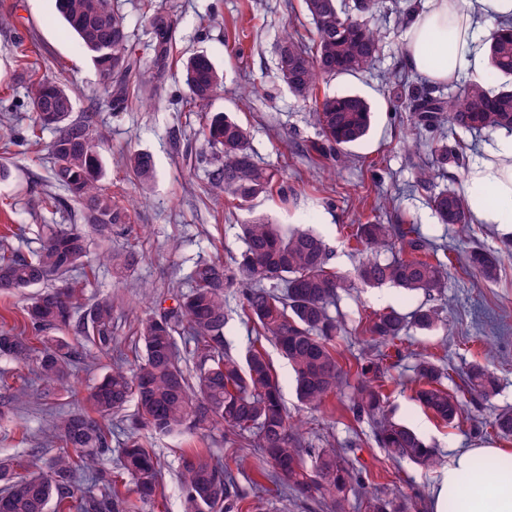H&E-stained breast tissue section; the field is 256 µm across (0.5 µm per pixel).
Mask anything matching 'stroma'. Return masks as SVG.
Instances as JSON below:
<instances>
[{
	"label": "stroma",
	"instance_id": "stroma-1",
	"mask_svg": "<svg viewBox=\"0 0 512 512\" xmlns=\"http://www.w3.org/2000/svg\"><path fill=\"white\" fill-rule=\"evenodd\" d=\"M112 5L124 14L130 41L146 59L152 55L146 15L159 11L176 21L163 84L137 81L132 86V104L121 112L109 105L96 69L60 17L56 0H0V17L10 18L9 25L0 24V146L6 136L28 132L27 101L34 75L63 76L75 114L97 111L106 134L100 145L106 183L130 210L133 221L113 226L110 237H93L91 252L133 250L140 262L121 276L106 263H97L84 298L89 304L111 298L113 346L126 364H135L142 355L137 344L138 318L154 302L172 300L185 291L198 260L227 262L236 257L243 248L240 224L258 215L287 228L304 226L320 233L331 265L349 276L363 258L349 237L351 228L370 221L420 225L432 243L461 253L474 246L500 250L501 238L494 226L447 227L438 224L428 205L430 194L447 185L449 176L464 178L466 164L483 156L492 135L449 131V140L465 146L464 167L452 172L433 168L429 189L417 186V166L431 165L432 158L406 147L411 134L408 115L391 106L387 82L396 76L409 89L426 83L404 62L405 17L391 12L377 16L381 49L372 70L356 77L341 76L326 85L330 92L362 95L374 111L368 136L349 147L345 162L337 163L312 150L318 131L311 106L298 101L275 76L276 44L283 27L295 25L305 36L313 30L301 0H112ZM19 41L28 55L24 64L15 58L14 45ZM194 53L214 62L223 84L208 102L193 109L182 62ZM209 112L227 113L247 127L255 160L275 170L282 192L231 209L208 191V174L216 162L203 135ZM53 137V130L47 129L41 132L38 146L0 149V164L10 171L8 178L0 180V234L13 230L10 244L25 255L38 250L49 232L83 222L75 204L59 210L43 204L45 194L58 191L51 179L48 150ZM140 152L151 155L155 167L154 179L146 186L122 163L124 155ZM381 198L391 202L383 213L375 209ZM421 301V296L391 286L358 287L342 295L336 311L345 315L347 331L336 346L343 369L355 373L363 352L366 336L359 319L389 308L407 314ZM437 306L443 321L434 330L411 331L403 341L383 348L390 367L384 380L386 408L436 448L438 463L430 468L389 459L376 443L370 424L355 421L348 410L349 389L331 396L321 411L301 405L287 361L274 346L266 348L288 413L301 421L313 447L329 440L346 449L350 461L367 470L370 486L408 496L410 512H430V490L448 462L450 449L490 446L512 454V437H500L490 426L496 413L512 407V257L503 261L494 283L475 279L461 264H453L448 288ZM421 354L439 360L449 387L459 383L472 363L487 366L499 379L498 394L472 407L460 425H444L413 398L414 365ZM110 365V359H102L95 369L80 371L72 388L55 390L39 400L30 371L0 357V377L6 378L15 396L12 414L0 420V459L12 461L21 474L33 462L53 455L54 447L42 434L47 421L55 413L74 410L75 399H87ZM150 443L161 461L163 482L155 499L139 504L137 512H183L181 455L192 450L228 453L218 434L207 439L157 436Z\"/></svg>",
	"mask_w": 512,
	"mask_h": 512
}]
</instances>
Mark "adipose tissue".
Instances as JSON below:
<instances>
[{
    "label": "adipose tissue",
    "instance_id": "obj_1",
    "mask_svg": "<svg viewBox=\"0 0 512 512\" xmlns=\"http://www.w3.org/2000/svg\"><path fill=\"white\" fill-rule=\"evenodd\" d=\"M512 17V0H426L413 13L403 52L409 69L429 84L445 85L459 74L482 73L477 15ZM464 191L474 223L494 225L502 237L512 236V135L495 139L484 157L468 168ZM500 448L455 451L431 489L432 512H448L449 501L459 512H512V474L479 480L478 464L500 463Z\"/></svg>",
    "mask_w": 512,
    "mask_h": 512
}]
</instances>
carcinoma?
Returning <instances> with one entry per match:
<instances>
[{"label":"carcinoma","mask_w":512,"mask_h":512,"mask_svg":"<svg viewBox=\"0 0 512 512\" xmlns=\"http://www.w3.org/2000/svg\"><path fill=\"white\" fill-rule=\"evenodd\" d=\"M302 2L313 25V43L305 44L291 27L284 28L276 72L297 99L315 102L313 117L321 137L316 150L339 159L344 147L367 134L371 107L356 94L319 96L320 80L371 68L380 50L373 19L386 8V0ZM57 4L91 57L104 90H112V109L125 110L129 81L140 75L141 58L129 43L124 17L112 9V0H57ZM149 25L152 69L159 79L168 66L175 22L155 13ZM483 45L488 67L482 79H462L446 95L420 87L396 97L394 107L409 113L416 130L410 149L429 153L442 167H458L464 158L461 144L448 145L449 128L512 134V21L494 23ZM183 67L191 101L207 102L222 83L211 59L193 54ZM27 107L32 135L48 127L56 130L51 143L52 180L66 198L49 195L44 205L56 208L72 201L82 210L85 223L100 232L130 223L128 208L101 184L98 143L103 134L97 114L72 118L66 86L44 78L32 84ZM205 133L217 156L209 178L215 195L243 204L272 193L275 173L254 159L246 128L229 115L214 112L206 114ZM128 164L140 183L152 181L150 155L133 154ZM429 205L440 224L464 227L473 222L466 195L453 185L431 196ZM353 237L369 256L351 279L329 267L325 239L309 228L286 230L263 216L240 225L244 248L235 266L216 259L196 262L189 290L176 296V308H155L140 319L144 356L136 369L115 359L93 388L89 408L53 417L47 435L58 445L54 455L22 476L0 460V512H49L53 501L56 512H68V498L76 486L82 488L86 512H123L130 492L143 502L153 500L162 473L146 437L137 432L126 435L118 448L119 473L112 474L104 465L112 453L108 419L131 401L136 406L134 425L152 435L205 436L217 431L224 434V447L252 449L257 461V477L250 478L253 501L291 492L321 501L326 512H350L348 492L367 488L366 470L350 463L331 442L320 448L309 444L301 424L288 415L262 341L273 343L288 360L300 401L317 410L347 384L336 356V339L345 330V320L331 312L341 294L357 282L367 287L390 284L430 301L443 296L448 287L446 264L417 225L359 224ZM502 243L499 253L480 247L466 251L465 269L487 283L496 282L501 254L512 256V238ZM90 248L88 235L77 227L50 234L29 259L0 248V293L44 287L29 298L22 326L0 329V355L32 367L42 385L37 393L40 400L68 384L77 364L92 366L112 354V300L92 304L88 320L76 319L82 308V285L95 273L88 260ZM395 248L402 256L381 257ZM100 259L118 275L138 263L131 251L105 252ZM233 288L241 295L242 316L255 330L251 346L240 355L227 349L226 340V295ZM440 322V309L423 304L409 315L395 309L379 312L369 320L366 332L375 346L406 336L413 328L432 330ZM70 331L83 338L82 345L67 339ZM177 332L190 348L180 349ZM189 362L195 365L192 375L186 370ZM415 374V401L448 425L463 419L467 404L487 401L498 391V378L480 364L468 368L457 391L443 385V372L424 357L417 361ZM384 377L377 354L357 373L349 410L356 420L371 423L376 441L389 457L434 465L437 450L389 417L380 385ZM492 427L503 437L512 436V410L498 413ZM180 477L185 512H243L247 495L223 459L210 453L185 455ZM265 480L271 486H265ZM358 508L408 512L409 506L400 493L375 492L359 501Z\"/></svg>","instance_id":"carcinoma-1"}]
</instances>
